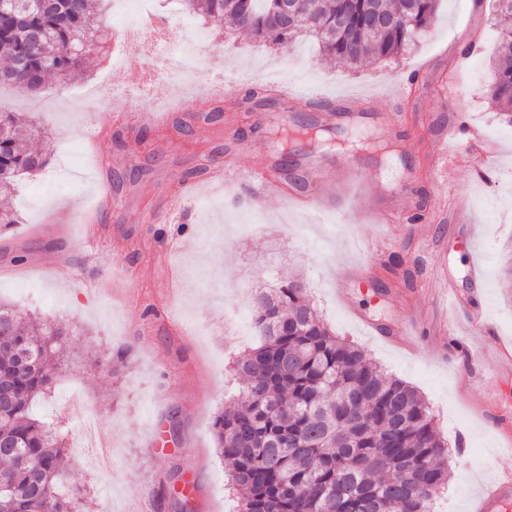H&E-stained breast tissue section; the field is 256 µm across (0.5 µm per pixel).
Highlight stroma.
Wrapping results in <instances>:
<instances>
[{"label": "stroma", "instance_id": "obj_1", "mask_svg": "<svg viewBox=\"0 0 512 512\" xmlns=\"http://www.w3.org/2000/svg\"><path fill=\"white\" fill-rule=\"evenodd\" d=\"M102 8L107 26L147 11L185 34L204 31L207 43L196 86L128 94L125 69L161 73L169 66L138 41L121 66L95 54L75 80L51 77L38 92L0 88V112L22 113L41 128L36 147L50 161L41 175L21 176L11 198H0V209L17 217L0 229V301L70 329L55 392L33 412L76 431L79 415L63 402L80 393L112 441L106 471L91 468V449L71 446L70 484L93 512H181L184 495L193 512H236L212 424L241 388L232 361L258 338L243 335L231 316L252 310L260 289L295 278L330 329L425 399L448 441V487L433 512H469L495 458L512 449V427L489 424L499 409L512 408V372L501 355L512 349V277L500 272L512 247V125L486 96L499 32L491 0H442L414 51L355 70L326 61L313 40L288 49L263 45L183 12L177 0H104ZM225 67L242 93L279 79L295 92L351 93L369 97L377 111L401 112L402 137L392 143L398 163L422 171L404 207L430 210L446 196L447 222L372 223L371 211L390 197L389 169L383 152L368 149L327 154L370 186L366 213L348 221L293 206L308 188L290 173L260 203L238 186L198 191L184 200L186 223H152L184 186L186 171L228 160L259 168L269 160L257 139L226 140L225 121L252 105L223 106L213 97L209 85ZM413 70L447 85L451 98L426 93L394 103V88ZM116 102L119 120L101 122ZM186 102L195 118L185 116ZM153 110L168 113L167 126L138 139V113ZM452 112L464 113L467 126L448 144L450 174L442 184L425 170L436 125ZM487 144L495 161L478 164L476 148ZM472 234L479 280L464 246ZM175 238L190 248L168 247ZM443 273L455 280L462 310H480L486 322L469 337L482 350L476 367L462 366L452 343L433 333L435 295L427 286ZM117 348L129 358L116 382L105 360Z\"/></svg>", "mask_w": 512, "mask_h": 512}]
</instances>
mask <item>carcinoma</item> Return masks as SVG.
Returning <instances> with one entry per match:
<instances>
[{
    "label": "carcinoma",
    "instance_id": "carcinoma-1",
    "mask_svg": "<svg viewBox=\"0 0 512 512\" xmlns=\"http://www.w3.org/2000/svg\"><path fill=\"white\" fill-rule=\"evenodd\" d=\"M98 0H56L49 13L19 25L0 10L3 83L25 88L32 71L59 80L78 75L103 49L109 30ZM212 23L249 32L288 48L314 38L336 63L358 67L370 57L396 58L416 45L437 19L441 0H302L301 10L276 22L279 0H182ZM487 95L512 123V28L499 31L498 56ZM18 112H0V194L17 178L44 169L45 154L20 137ZM302 123L286 141L292 156L342 132ZM260 343L235 371L244 401L215 416L213 430L236 494L238 512H431L448 485L447 442L429 407L411 386L386 375L359 347L336 336L318 317L306 288L289 280L256 301ZM61 323L35 325L0 303V372L10 379V403L0 407V512H82L86 500L66 486L67 426L31 414L51 394L66 347Z\"/></svg>",
    "mask_w": 512,
    "mask_h": 512
}]
</instances>
